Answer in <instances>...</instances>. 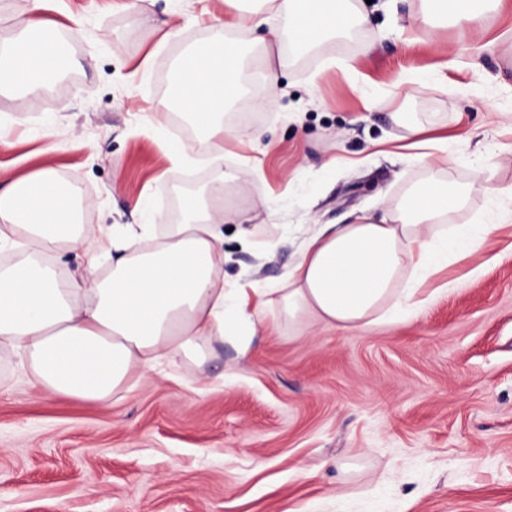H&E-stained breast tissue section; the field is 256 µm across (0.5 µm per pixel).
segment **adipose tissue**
I'll use <instances>...</instances> for the list:
<instances>
[{
	"label": "adipose tissue",
	"instance_id": "adipose-tissue-1",
	"mask_svg": "<svg viewBox=\"0 0 512 512\" xmlns=\"http://www.w3.org/2000/svg\"><path fill=\"white\" fill-rule=\"evenodd\" d=\"M224 0V21L213 36L188 48L176 64V101L200 129L198 139L168 151L180 167L205 155L224 157L228 132L222 116L243 92L241 34L286 18L299 47L343 34L369 16L361 0ZM54 0H30L14 36L0 42V90L39 98L48 82L70 65L49 16ZM394 122L408 148L434 169L446 138L435 124L408 112ZM480 181L459 186L432 177L381 215L347 224H324L306 237L283 280L224 281V225L232 216L204 197L186 200V217L170 225L152 248L142 243L148 225L116 224L111 235L80 224L77 204L54 169L15 177L0 193V244L33 245L35 256L0 266V351L25 359L39 386L52 394L106 402L130 391L136 379L166 361L201 360L215 340L234 342L247 360L264 312L275 321L305 320L343 329L404 321L424 281L450 261L482 249L492 224L448 225ZM83 246L79 277L60 285L47 255L62 245ZM115 252L112 271L100 258Z\"/></svg>",
	"mask_w": 512,
	"mask_h": 512
}]
</instances>
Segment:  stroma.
<instances>
[{"label": "stroma", "mask_w": 512, "mask_h": 512, "mask_svg": "<svg viewBox=\"0 0 512 512\" xmlns=\"http://www.w3.org/2000/svg\"><path fill=\"white\" fill-rule=\"evenodd\" d=\"M122 2L60 0L56 36L73 65L38 101L0 93V187L50 166L83 224L141 223V201L157 235L210 169L165 155L199 136L194 124L149 119L224 0H146L138 20ZM422 8L372 0L370 26L296 49L271 90L260 50L249 53L247 93L270 102L231 125L268 136L253 151L226 142L224 170L250 157L264 176L224 196L254 243L225 231V281H278L314 225L380 215L432 172L512 186V9L484 0L466 26L425 27ZM394 112L443 126L435 171L380 153L403 133ZM450 221L497 230L396 326L284 322L259 331L248 365L217 342L202 363L175 361L106 405L41 390L1 352L0 512H512V206L477 191Z\"/></svg>", "instance_id": "obj_1"}]
</instances>
